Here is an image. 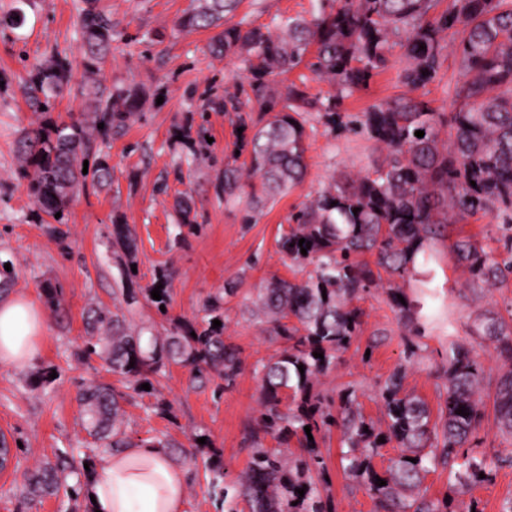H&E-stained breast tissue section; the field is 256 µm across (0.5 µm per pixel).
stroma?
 Instances as JSON below:
<instances>
[{"instance_id":"obj_1","label":"stroma","mask_w":512,"mask_h":512,"mask_svg":"<svg viewBox=\"0 0 512 512\" xmlns=\"http://www.w3.org/2000/svg\"><path fill=\"white\" fill-rule=\"evenodd\" d=\"M190 5L191 0H97L114 36L111 54L93 74L85 68L78 26L84 0H0V262L12 264L10 295H32L42 304L47 325L33 359L18 365L0 362V437L13 450L9 469L0 473V512H90L85 500L71 504L60 495L22 502L21 484L44 462L85 441L76 382L114 380L101 359L85 362L77 356L91 331L90 309L123 306L124 289L152 285L162 268L171 273L170 314L188 322L203 317L205 301L223 291L227 279H239L238 294L224 307V335L236 347L244 370L233 388L219 393L211 382L191 384L187 368L171 365L163 389L170 413L153 410L152 397L134 398L124 406L126 432L135 441L172 439L186 447L193 433H204L222 451L229 475L244 470V428L260 410L252 367L275 355L281 343L242 317L240 308L261 281L293 278L276 240L287 230L294 207L324 190L341 172L367 169L374 157L364 137L331 131L320 113L310 110L303 184L268 204L257 223H244L242 208L225 204L222 188L224 164L238 140L224 96L243 76L244 67L237 58L210 53L213 30L179 31L177 22ZM310 9L311 0H242L234 19L266 24L273 17L305 15ZM10 15L20 17V26L3 25ZM56 55L69 63L72 92L58 99L53 111L42 113L32 106L36 86L31 71ZM95 80L137 89L142 106L123 129L95 133L90 151L107 157L111 181L99 185L89 180L76 189L68 236L61 241L49 234L47 218L29 193L17 144L26 130L85 117L80 89ZM406 92L390 68L375 75L367 90L345 97L339 110L363 112ZM182 196L191 199L196 224L185 234L178 229L175 209ZM117 214L136 236L133 278L126 273L129 261L112 248V218ZM449 245L445 239L431 248L427 268L436 296L423 299L420 320L426 334L416 354H405V330L386 290H372L360 301L366 312L363 333L335 368L319 378L317 391L334 397L355 389L363 414L375 420L382 415L380 384L403 365L406 391L438 408L444 382L440 354L454 339L482 363L479 395L485 407H492L507 361L473 330L487 316H506L503 300L512 298V285L484 295L471 291ZM48 284L62 292L59 310L46 306ZM46 370L56 371V378L31 387V380ZM340 439L335 428L321 445L335 512H375L367 491L341 469ZM475 443L488 456L502 459L492 478L459 490L440 467L424 479L427 497L451 498L455 512H502L512 500V437L500 433L488 418Z\"/></svg>"}]
</instances>
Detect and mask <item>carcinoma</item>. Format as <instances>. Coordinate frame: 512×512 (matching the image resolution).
<instances>
[{"instance_id":"1","label":"carcinoma","mask_w":512,"mask_h":512,"mask_svg":"<svg viewBox=\"0 0 512 512\" xmlns=\"http://www.w3.org/2000/svg\"><path fill=\"white\" fill-rule=\"evenodd\" d=\"M194 2L179 20L181 30H204L224 22L209 44L210 52L239 58L246 71L245 82L224 99V109L234 113L237 126L251 132L236 144L248 160L241 167L224 165V203L243 205L244 223H255L268 202L292 194L303 183L305 114L310 109L322 112L334 128L362 134L382 155L365 172L341 173L290 214L289 230L276 240V247L290 267L305 270V277L262 282L252 304L243 310L261 332L282 343L274 357L253 368L262 410L245 428L246 470L228 478L221 453L211 441L197 442L201 433L192 436V453L168 439L155 444L194 465L203 462L210 490L224 503V512H238L241 500L250 512H332L324 459L318 441L311 442L308 436L339 427L345 446L340 457L343 472L365 488L378 512H448V500H430L423 489L432 468L442 464L448 467L450 480L471 487L489 480L502 462L474 450L472 444L485 414L476 398L482 367L470 351L454 341L448 344L442 365L446 392L434 420L424 400L404 391L403 365L380 388L383 417L378 423L365 418L354 392L345 391L336 402L314 393L313 387L361 335L365 312L356 302L373 289L387 290L406 335L424 336L419 322L423 302H400L403 291L398 282L415 276L418 256L428 255L435 241L470 216L482 212L496 219L500 249L486 250L473 235L452 242L469 287L483 292L512 280V0H449L442 11L440 0H316L309 21L274 17L268 24L246 26L229 22L240 0ZM80 27L85 65L93 72L105 62L112 25L95 0H86ZM395 45L402 49L397 59L391 53ZM450 48L462 75L454 86L452 112H436L419 96L398 97L355 115L338 111L340 99L368 89L372 76L389 68H398L400 82L410 90L426 87L443 70ZM310 54L311 70L333 85L336 94L313 100L303 80L283 92L271 85L270 77L297 68ZM34 81L44 96L37 106L52 111L68 87L66 59L39 66ZM87 96L92 126L78 120L44 124L22 143L24 167L33 170L31 194L54 222L51 231L59 238L66 235L62 226L68 222L73 190L86 179L77 161L88 153L89 129H98L100 123L121 129L140 106V96L132 89L90 86ZM246 102L254 103L249 112L243 109ZM443 129L446 143L440 139ZM418 130L424 131L423 137L415 136ZM301 238L311 242L305 255L299 247ZM112 246L129 256L134 252L130 225L119 215L112 219ZM367 253L376 256L375 263L365 259ZM382 270L389 275L386 281ZM170 277L164 271L152 288L125 292L128 306L141 298L152 305L169 322L168 335L146 339L144 328L126 326L124 313L98 308L93 318L103 335L89 337L79 349L81 359L98 356L108 372L120 377V390L98 382L78 386L88 435L113 451L134 444L125 430L121 402L141 395L142 384L155 382V408L167 411L158 386L171 365L187 368L191 381L199 384L209 382L215 373L226 389L243 371L237 349L224 338V327H213V321H224V304L237 294L238 282L226 281L224 294L210 298L205 316L193 325L161 311L169 307ZM160 284L161 299L155 300L151 289ZM476 335L487 337L512 362V322L487 317ZM315 352L324 359L314 357ZM461 407L467 415L456 414ZM493 409L497 428L512 436V365L499 379ZM269 437L277 447L266 446ZM381 438L385 443L379 442ZM293 440L300 452L290 457L283 448ZM386 443L396 444L401 452L380 473L373 458ZM87 474L64 452L26 478L23 496L34 500L62 487L75 502ZM378 478L386 485L376 484ZM301 488L302 497L297 493Z\"/></svg>"}]
</instances>
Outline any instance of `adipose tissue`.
<instances>
[{"instance_id":"obj_1","label":"adipose tissue","mask_w":512,"mask_h":512,"mask_svg":"<svg viewBox=\"0 0 512 512\" xmlns=\"http://www.w3.org/2000/svg\"><path fill=\"white\" fill-rule=\"evenodd\" d=\"M46 329L32 298L0 300V361L21 364L32 358ZM83 493L95 498L92 512H185L186 508L183 468L151 443L100 453Z\"/></svg>"}]
</instances>
